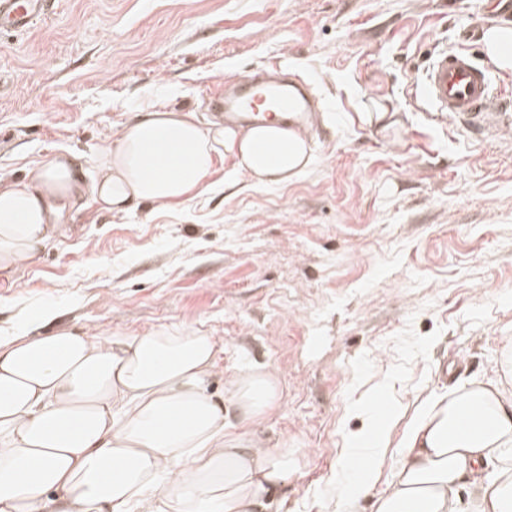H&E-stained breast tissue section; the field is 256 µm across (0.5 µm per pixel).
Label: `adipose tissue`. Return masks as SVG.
I'll return each instance as SVG.
<instances>
[{
    "mask_svg": "<svg viewBox=\"0 0 512 512\" xmlns=\"http://www.w3.org/2000/svg\"><path fill=\"white\" fill-rule=\"evenodd\" d=\"M228 155L258 184L292 181L312 160L305 135L282 122L237 129L140 110L101 146L92 184L58 155L29 181L0 188V272L33 261L84 194L118 212L177 204ZM55 313L40 309L17 335L0 336V512H263L295 470L290 449L247 434L280 401L274 372L239 371L219 394L210 388L219 349L204 331L45 330ZM500 372L496 383L423 401L376 512H512L511 336ZM474 405L479 415L456 429ZM228 406L239 431L225 421ZM387 425L375 415L349 433L348 453L364 463L355 484L336 483L345 507L370 490Z\"/></svg>",
    "mask_w": 512,
    "mask_h": 512,
    "instance_id": "adipose-tissue-1",
    "label": "adipose tissue"
}]
</instances>
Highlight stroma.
<instances>
[{
    "label": "stroma",
    "mask_w": 512,
    "mask_h": 512,
    "mask_svg": "<svg viewBox=\"0 0 512 512\" xmlns=\"http://www.w3.org/2000/svg\"><path fill=\"white\" fill-rule=\"evenodd\" d=\"M495 0H58L43 26L0 35V185L99 146L142 108L215 114L201 101L269 62L309 79L321 111L313 162L259 186L218 162L185 203L69 208L31 263L0 281V336L54 305V329L133 335L201 329L221 352L214 391L250 367L282 402L250 438L297 468L269 512H343L344 439L369 394L392 418L373 512L403 432L431 393L496 376L512 337V138L484 139L415 96L431 57L497 25ZM385 105L395 124L361 115Z\"/></svg>",
    "instance_id": "obj_1"
}]
</instances>
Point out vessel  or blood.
<instances>
[{
    "mask_svg": "<svg viewBox=\"0 0 512 512\" xmlns=\"http://www.w3.org/2000/svg\"><path fill=\"white\" fill-rule=\"evenodd\" d=\"M56 0H0V33L26 34L48 19ZM264 80H225L221 90L209 93L207 101L223 112L225 119L262 123L282 114L290 116L297 130L313 124L312 85L307 80L279 77L271 65ZM419 99L447 119L489 137L512 128V101L493 89L488 67L465 52L436 54L416 86Z\"/></svg>",
    "mask_w": 512,
    "mask_h": 512,
    "instance_id": "1",
    "label": "vessel or blood"
}]
</instances>
